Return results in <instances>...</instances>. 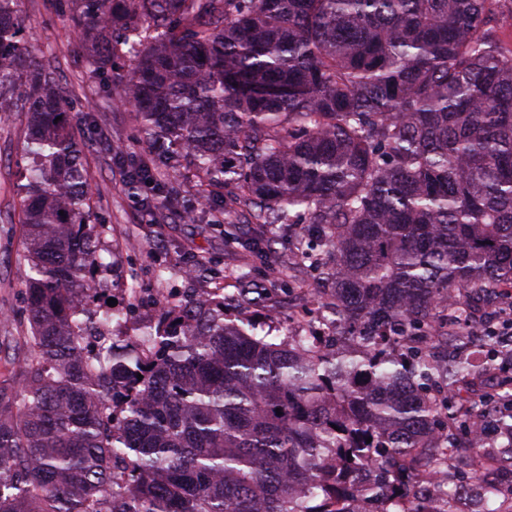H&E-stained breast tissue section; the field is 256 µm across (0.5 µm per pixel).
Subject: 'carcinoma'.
<instances>
[{
    "label": "carcinoma",
    "instance_id": "cac0c4a2",
    "mask_svg": "<svg viewBox=\"0 0 512 512\" xmlns=\"http://www.w3.org/2000/svg\"><path fill=\"white\" fill-rule=\"evenodd\" d=\"M90 72L113 70L148 147L128 176L149 212L155 172L222 187L224 220L310 224L329 336H258L202 299L94 355L106 271L83 146L56 66L0 0V112H23L19 188L33 357L0 388V512H411L414 482L500 489L448 468L450 427L493 367L440 302L512 283V0H75ZM64 214H59V211ZM142 378H137V375ZM281 414H276V409ZM499 416V415H497ZM509 442L474 449L512 455ZM375 457V492L351 476Z\"/></svg>",
    "mask_w": 512,
    "mask_h": 512
}]
</instances>
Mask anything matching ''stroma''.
Here are the masks:
<instances>
[{
  "label": "stroma",
  "instance_id": "stroma-1",
  "mask_svg": "<svg viewBox=\"0 0 512 512\" xmlns=\"http://www.w3.org/2000/svg\"><path fill=\"white\" fill-rule=\"evenodd\" d=\"M74 0H20V15L38 47V55L59 66V79L79 114L75 134L85 141L83 164L90 190L91 222L99 235L109 269L102 299L124 308L120 324L105 330L107 342L126 344L156 325L161 310L199 296L236 295L254 289V305L232 310L236 321L255 324L257 334L279 337L320 331L319 321L297 324L296 312L312 306L300 284L317 288V273L299 256L303 225L273 226L267 250L245 251L255 235L251 224L224 221V192L200 199L197 186L166 179V205L149 216L124 185L127 166L112 146H128L129 158L144 152L135 109L119 103L111 74L92 77L78 33L69 25ZM26 130L22 113L0 114V387L19 393L31 347L23 322L25 290L24 234L19 221L17 184L24 165L21 147ZM194 205L196 218L180 212ZM251 276L239 280L240 269Z\"/></svg>",
  "mask_w": 512,
  "mask_h": 512
}]
</instances>
